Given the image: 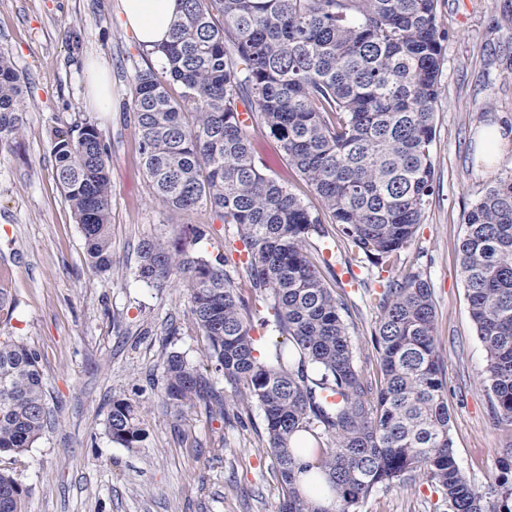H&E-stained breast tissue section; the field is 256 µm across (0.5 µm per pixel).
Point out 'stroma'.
Wrapping results in <instances>:
<instances>
[{"label": "stroma", "mask_w": 512, "mask_h": 512, "mask_svg": "<svg viewBox=\"0 0 512 512\" xmlns=\"http://www.w3.org/2000/svg\"><path fill=\"white\" fill-rule=\"evenodd\" d=\"M437 12L448 33L435 112L437 189L412 245L381 270L354 261L333 238L308 252L345 301L357 362L374 380L378 311L370 293L378 276L416 274L429 283L456 459L465 477L484 487L512 464V424L495 421L479 382L487 358L469 314L459 243L464 216L489 178L512 170L510 140L490 174H478L474 138L490 123L512 132V0H438ZM0 51L22 76L29 103L19 136L0 150V340L37 352L52 414L15 474L26 512H278L282 490L254 402L228 388L217 414L201 402L178 411L164 399V354L198 362L204 342L191 328L179 284L155 288L139 280V242L199 226L206 232L199 249L225 255L239 282L248 254L235 227L213 212H173L151 197L128 102L135 68L159 67V59L124 25L120 0H0ZM95 63L111 79L105 112L90 100ZM87 119L108 148L112 180L114 264L103 273L86 263L52 154L54 131ZM250 131L267 173L318 208V196L268 129L255 123ZM118 394L145 411L141 447H123L107 433ZM361 512L448 507L420 481L377 491Z\"/></svg>", "instance_id": "stroma-1"}]
</instances>
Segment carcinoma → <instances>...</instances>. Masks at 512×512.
Returning a JSON list of instances; mask_svg holds the SVG:
<instances>
[{"label": "carcinoma", "mask_w": 512, "mask_h": 512, "mask_svg": "<svg viewBox=\"0 0 512 512\" xmlns=\"http://www.w3.org/2000/svg\"><path fill=\"white\" fill-rule=\"evenodd\" d=\"M438 0H178L170 39L137 68L131 110L155 202L210 209L233 224L249 256L234 281L223 257L182 237L146 239L137 277L178 282L204 363L178 351L162 362L164 396L176 408L206 402L224 414L208 374L244 390L264 415L282 489L281 512H328L303 494L316 471L334 512H359L376 491L424 479L449 512H512V480L485 489L460 471L449 433L448 393L435 338L431 288L391 277L374 302L378 389L355 361L336 298L306 245L327 225L360 263L379 266L411 245L435 190L432 146L443 42ZM180 87L179 98L168 86ZM260 118L288 165L321 201L313 210L257 163L240 107ZM23 79L0 53V149L22 129ZM56 180L80 225L88 265L112 267L108 148L84 121L56 130ZM471 318L486 354L481 383L495 416L512 423V173L481 192L459 245ZM283 340L272 352L253 335V314ZM49 424L37 353L0 341V512H24L12 465ZM321 432H314V427ZM107 432L125 448L145 440L139 402L112 397Z\"/></svg>", "instance_id": "carcinoma-1"}]
</instances>
